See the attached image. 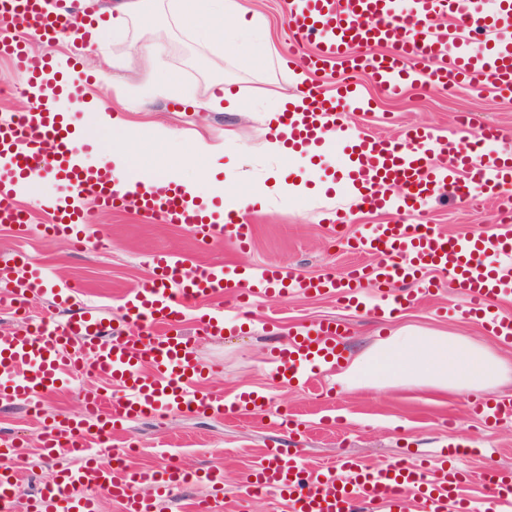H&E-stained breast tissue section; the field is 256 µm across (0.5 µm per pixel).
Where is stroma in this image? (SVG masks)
Masks as SVG:
<instances>
[{
	"label": "stroma",
	"instance_id": "1",
	"mask_svg": "<svg viewBox=\"0 0 512 512\" xmlns=\"http://www.w3.org/2000/svg\"><path fill=\"white\" fill-rule=\"evenodd\" d=\"M259 13L265 25L268 47L251 44V61L241 65L229 54H220L195 37L191 22L174 16L165 0L153 15L129 25L126 40L104 41L97 51L105 57L104 68L117 82L93 81L90 98L99 100L121 118L149 129L160 124L189 140L203 134L224 146V160L236 166L244 178L242 186L253 198L248 210L255 226L250 249L239 251L231 244L202 247L183 227L165 224L125 207L98 212L87 233L102 240V247H73L69 238L44 233L50 221V202L60 185L42 181L33 196L22 203L30 211L32 229L21 234L11 225L0 224V254L23 252L38 269L57 283L81 286L83 301L104 308L105 323L117 335L128 331L120 306L125 297L153 271L154 254L163 252L174 261L192 267L224 262L245 270L267 263L290 268L299 278L326 272L343 273L359 262L348 251L346 240L364 226L394 221L403 224H433L458 236L487 231L498 223L505 200L512 199V185L480 207L444 193L434 195L415 214L385 213L376 217L349 212L342 231L329 224L330 215L344 209L343 185H335L333 198L311 193L316 181L336 176L346 163L341 145L319 170H310L293 158L270 155L263 147L266 133L262 112L270 107L276 92L287 89L294 73L286 63L292 38L286 25L285 0H244ZM163 47L161 66L178 82L175 93L152 92L153 71L146 65L141 46ZM354 82L369 99L370 110L347 109L349 124L364 132L391 136L409 125H429L438 134L457 131L458 116L476 124L493 123L512 131V98L457 87L454 94L410 85L397 97L381 95L364 74L313 75L309 81L335 90L342 81ZM235 89L243 103L238 112L204 108L218 85ZM277 174L289 201L277 206L264 199L268 174ZM435 294L416 298L397 313L377 317L357 314L342 307L337 296L293 294L281 301L263 303L247 319L229 312L230 321L221 338L200 344L199 361L205 365V387L223 391L231 398L243 391L261 394V412L234 411L223 416L183 414L166 419L140 418L127 422L112 447L137 448L133 462L139 467L162 468L170 464L191 472L220 467L224 472V512H288L285 501L271 495L244 499L240 483L269 448L299 449L313 466L349 455L375 466L401 460L417 463L436 449L453 443L475 444L465 460L467 468L480 473L512 469V425L485 431L467 411L468 395L419 387H395L349 391L334 376L312 374L306 385L284 387L274 376L281 342L300 328L326 320L343 324L348 357H355L403 326L460 335L498 348L512 361V347L498 346L473 322H461L448 308L457 296L445 275L430 276ZM79 400L74 388L60 389L44 402L43 414L23 407L0 410V434L19 437L25 466L19 484L35 495L49 482L58 464L72 462L70 454L47 459L40 450L39 436L63 416L75 413Z\"/></svg>",
	"mask_w": 512,
	"mask_h": 512
}]
</instances>
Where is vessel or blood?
Returning <instances> with one entry per match:
<instances>
[{"label": "vessel or blood", "mask_w": 512, "mask_h": 512, "mask_svg": "<svg viewBox=\"0 0 512 512\" xmlns=\"http://www.w3.org/2000/svg\"><path fill=\"white\" fill-rule=\"evenodd\" d=\"M42 2L0 0V29L5 32L0 57L11 58L33 83L53 63L51 57L31 54L27 35L47 45L68 40L82 48L92 38L91 29L71 12L47 14ZM286 25L296 40L310 43V51L298 54L297 65L315 74L364 71L390 96L412 77L437 90L474 81L512 95V0H498L491 12L484 0H292ZM303 96L304 111L283 115L289 140L316 148L324 125L332 124L349 158L346 176L363 189L372 209L414 212L438 191L476 204L512 181V135L500 126L479 125L465 138L441 136L428 127L411 128L398 137L361 134L345 118L346 107L365 106L356 87L347 84L330 94L314 85ZM89 151L87 140L48 100H34L26 111L0 120V223L28 232V213L16 197L28 174L43 171L61 181L72 197L52 206L55 233L70 236L79 225L93 223L94 213L79 205L89 197L101 210L131 205L163 223L182 225L208 247L227 242L250 248L254 226L248 213L231 211L223 223H204L195 202L161 179L147 189L135 183L119 191L111 165L87 163ZM378 183L391 187V195L375 194ZM350 247L372 256V263L308 280L274 264L241 273L221 264L184 267L156 254L152 276L121 304L131 327L123 336L106 335L98 308L79 300L78 285L55 286L26 256L0 259V308L22 318L15 330L0 333V408L35 409L47 395L84 375L113 389L109 395L80 389L79 413L43 433L46 457L67 449L81 453L82 459L57 468L47 487L32 498L30 512H98L104 495L121 502L126 512H154L157 501L179 503L193 482L222 483L218 468L198 475L127 462L106 467L96 459L97 447L129 420L220 415L250 403V394L228 403L222 392L197 385L203 373L199 340L224 334V315L212 308V301L222 298L234 307L251 308L299 290L336 294L347 308L391 315L411 301L399 284L430 292L432 284L424 278L430 270L446 275L458 288L460 299L452 310L459 319L478 322L512 347V320L502 318L494 306L495 300L512 297V275L499 271L501 260L512 259V221L460 237L431 224H372ZM365 282L378 288L376 298L364 296ZM48 295L56 306L68 309V317L28 318L32 300ZM190 317L196 320L192 335L183 330ZM340 327L334 320L320 322L292 336L279 352L277 376L292 384L309 370L331 373L342 367L346 356ZM469 412L491 430L512 422V399L485 397L470 402ZM91 423L96 432H88ZM467 453L464 447L443 448L418 465L378 466L342 456L335 464L312 468L292 449L271 448L242 486L255 496H279L288 512H512V471L476 476L457 464ZM23 462L16 439L1 435L0 512H17L14 492Z\"/></svg>", "instance_id": "obj_1"}]
</instances>
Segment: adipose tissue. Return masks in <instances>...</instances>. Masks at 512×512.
<instances>
[{
  "instance_id": "adipose-tissue-1",
  "label": "adipose tissue",
  "mask_w": 512,
  "mask_h": 512,
  "mask_svg": "<svg viewBox=\"0 0 512 512\" xmlns=\"http://www.w3.org/2000/svg\"><path fill=\"white\" fill-rule=\"evenodd\" d=\"M168 7L174 14L190 17L204 41L236 56L241 53L240 38L258 31L257 18L247 16L240 0H170ZM296 85V92L279 94L277 105L263 116L271 131L265 144L270 154L284 156L290 152L282 137L280 115L301 106L299 91L306 86L304 74H297ZM81 108L96 113L100 125L118 132L108 152L115 179L121 183L150 182L152 173L133 170L130 158L152 143L172 139V132L157 126L147 135L139 127L121 125L97 102L82 103ZM186 151L185 157L166 167L165 178L198 202L208 203L209 192L199 181L183 176L182 170L187 155L201 153L217 160L223 157L224 148L200 137L187 144ZM511 378L512 365L482 344L463 336L421 334L405 327L360 354L343 372L341 382L349 389L416 385L460 393L490 391Z\"/></svg>"
}]
</instances>
